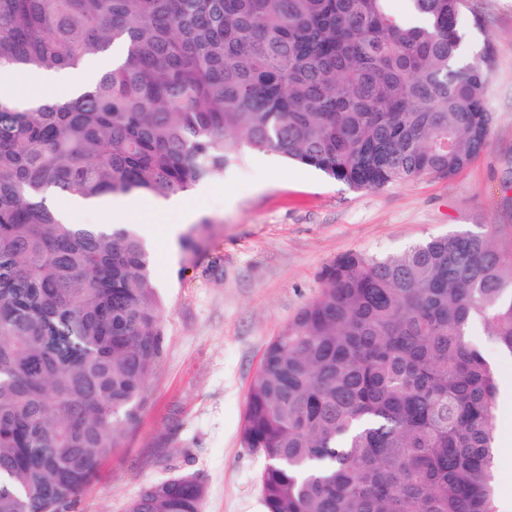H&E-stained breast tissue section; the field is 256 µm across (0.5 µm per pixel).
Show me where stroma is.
I'll use <instances>...</instances> for the list:
<instances>
[{"label":"stroma","mask_w":512,"mask_h":512,"mask_svg":"<svg viewBox=\"0 0 512 512\" xmlns=\"http://www.w3.org/2000/svg\"><path fill=\"white\" fill-rule=\"evenodd\" d=\"M467 32L492 45L487 148L456 175H427L355 191L270 152L246 151L222 177L185 192L211 224L192 263L154 240L152 274L161 302L163 355L135 423L77 512H125L150 481L188 469L205 486L203 512H266L264 460L241 444L247 393L268 344L322 287L323 268L350 252L394 255L431 235L512 225V0H471ZM502 402L497 462L512 460V359L496 361Z\"/></svg>","instance_id":"stroma-1"}]
</instances>
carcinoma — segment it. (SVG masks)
I'll return each instance as SVG.
<instances>
[{
  "instance_id": "obj_1",
  "label": "carcinoma",
  "mask_w": 512,
  "mask_h": 512,
  "mask_svg": "<svg viewBox=\"0 0 512 512\" xmlns=\"http://www.w3.org/2000/svg\"><path fill=\"white\" fill-rule=\"evenodd\" d=\"M468 4L0 0V512H75L163 353L141 236L62 224L46 194L166 199L247 149L357 191L450 178L493 122ZM118 41L79 97L18 99L19 79ZM322 279L246 399L267 512H502L496 364L471 331L512 357V228L347 253ZM176 469L126 512H202Z\"/></svg>"
}]
</instances>
